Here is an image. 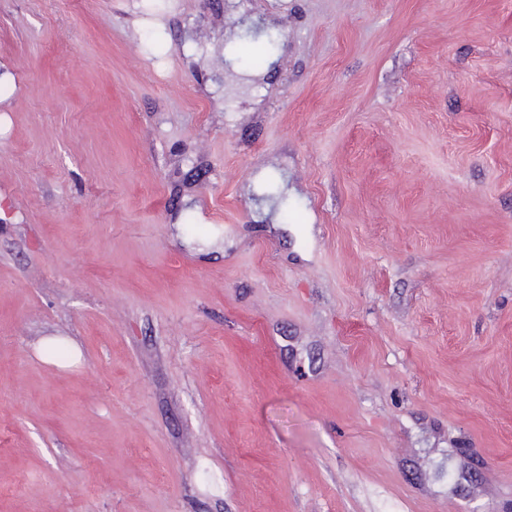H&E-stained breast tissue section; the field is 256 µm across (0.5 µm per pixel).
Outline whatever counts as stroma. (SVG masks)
Wrapping results in <instances>:
<instances>
[{
  "label": "stroma",
  "instance_id": "stroma-1",
  "mask_svg": "<svg viewBox=\"0 0 512 512\" xmlns=\"http://www.w3.org/2000/svg\"><path fill=\"white\" fill-rule=\"evenodd\" d=\"M144 2L0 0V512H512V0Z\"/></svg>",
  "mask_w": 512,
  "mask_h": 512
}]
</instances>
